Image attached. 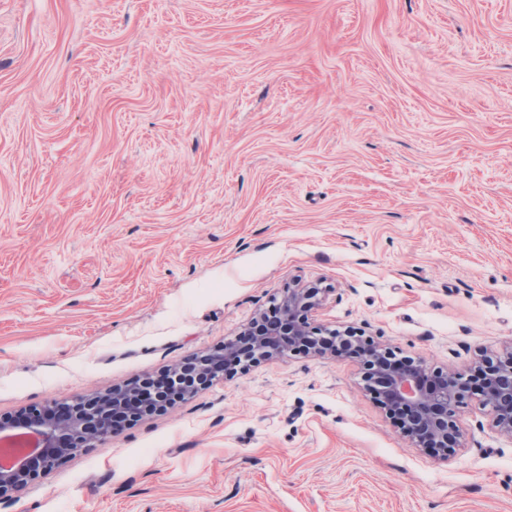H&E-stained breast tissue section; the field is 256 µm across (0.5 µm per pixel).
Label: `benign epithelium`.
<instances>
[{
  "label": "benign epithelium",
  "mask_w": 512,
  "mask_h": 512,
  "mask_svg": "<svg viewBox=\"0 0 512 512\" xmlns=\"http://www.w3.org/2000/svg\"><path fill=\"white\" fill-rule=\"evenodd\" d=\"M321 294L322 289L313 286L290 288L234 339L187 359L197 368L186 376L184 396L198 390L191 385V377L208 384L224 378L229 365L244 369L252 363L290 355L321 359L342 355L359 361L365 394L415 448H433L446 457L451 455L460 439L457 415L474 395L490 411L494 427L512 438V342L501 353L480 358L467 375L452 368L431 369L421 360L397 357L393 348L358 331L312 325L310 315L320 304ZM131 395L132 387L116 386L104 393L76 396L66 403H50L17 417L1 418V437L32 433L38 446L10 467L0 466V502L12 499L70 458L112 438L115 415L127 412L133 422L145 416L146 412H135L129 406Z\"/></svg>",
  "instance_id": "7a95c632"
}]
</instances>
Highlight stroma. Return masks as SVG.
Returning <instances> with one entry per match:
<instances>
[{
  "mask_svg": "<svg viewBox=\"0 0 512 512\" xmlns=\"http://www.w3.org/2000/svg\"><path fill=\"white\" fill-rule=\"evenodd\" d=\"M468 372L512 340V0H0V417L168 370L295 285ZM412 447L351 358L261 361L0 512H512L470 401Z\"/></svg>",
  "mask_w": 512,
  "mask_h": 512,
  "instance_id": "1",
  "label": "stroma"
}]
</instances>
